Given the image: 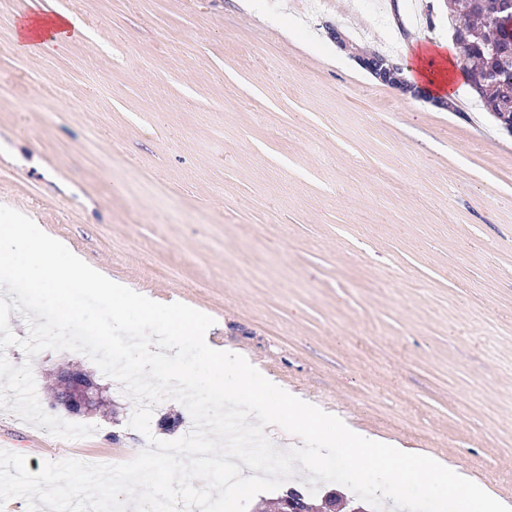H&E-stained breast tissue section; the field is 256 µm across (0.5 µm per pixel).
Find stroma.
<instances>
[{"mask_svg": "<svg viewBox=\"0 0 512 512\" xmlns=\"http://www.w3.org/2000/svg\"><path fill=\"white\" fill-rule=\"evenodd\" d=\"M390 2L0 0V205L211 316L210 345L282 389L512 506V134L470 89L448 110L412 100L330 39L402 63L451 43L443 0ZM66 13L84 31L15 52L22 20ZM6 358L31 365L46 413L95 428L64 440L0 410L30 472L147 448L86 354ZM72 367L103 407L54 402Z\"/></svg>", "mask_w": 512, "mask_h": 512, "instance_id": "obj_1", "label": "stroma"}]
</instances>
